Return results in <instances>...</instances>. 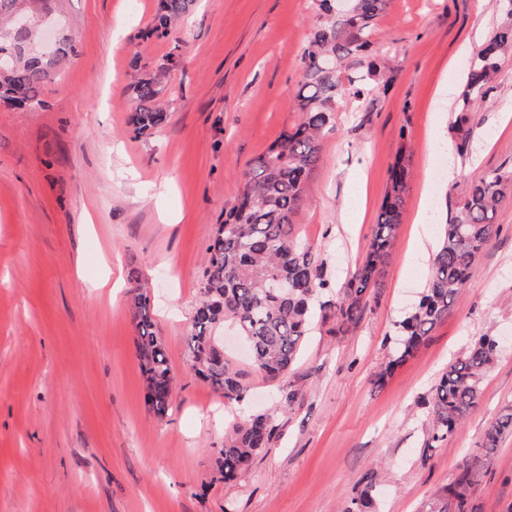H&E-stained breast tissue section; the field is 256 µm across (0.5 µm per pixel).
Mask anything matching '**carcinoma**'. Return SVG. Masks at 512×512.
<instances>
[{
	"mask_svg": "<svg viewBox=\"0 0 512 512\" xmlns=\"http://www.w3.org/2000/svg\"><path fill=\"white\" fill-rule=\"evenodd\" d=\"M16 0H0V44L14 56L0 70V99L19 108L43 105L44 87L58 63L73 46L61 39L51 57L37 52L32 28L9 27ZM318 2L313 38L302 54L304 80L295 96L298 122L284 131L262 155L253 159L244 174L240 195L224 207V221L215 225L208 245L210 265L203 283L204 300L196 307L186 345L194 374L222 392L231 403H242L248 393L243 372L218 351L216 331L233 322L249 346L251 366L266 378L288 374L297 361L304 340L316 322L333 318L340 325L355 324L365 311L370 289L377 287L392 250L405 202L411 170L405 158L391 167L389 188L377 224L361 263L346 281L341 295L316 304L325 287L322 264L295 234L293 217L305 201L310 179L321 156L322 143L335 123L337 100L349 95L362 99L378 87L375 82L344 75L347 58L363 55L372 45L377 19L390 0H354L350 20L336 17L333 0ZM193 0H158L149 33L179 42L176 22L189 11ZM512 52V21L494 29L484 46L468 60L466 82L452 125V142L458 155L468 153L471 131L468 113L484 98L483 89L496 78L501 60ZM170 67L139 71L129 89L135 102L131 116L134 133L143 135L163 127L169 113L156 106L165 88ZM512 186V173H492L472 182L456 214L444 225L427 287L415 308L402 319L388 362L375 374L381 385L394 369L423 346L435 325L448 315L457 295L470 280L474 263L497 235L495 214ZM132 316L137 336L136 354L145 385V403L158 420L171 403L174 377L165 344L155 331L151 297L145 288L134 289ZM499 354L496 339L475 337L462 357L450 362L433 389L429 415L432 430L427 446L443 443L461 425L482 398V384ZM300 389L293 383L279 388L277 409L292 411L299 404ZM278 430L273 414L257 412L232 424L224 447L215 453V467L226 481L235 480L250 462L272 443ZM512 436V405L483 432L480 448L489 456ZM475 470L466 464L445 490L448 501L462 512L474 485ZM362 490L344 512H374L372 492L377 473L365 474Z\"/></svg>",
	"mask_w": 512,
	"mask_h": 512,
	"instance_id": "1",
	"label": "carcinoma"
}]
</instances>
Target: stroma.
Wrapping results in <instances>:
<instances>
[{"label":"stroma","instance_id":"1","mask_svg":"<svg viewBox=\"0 0 512 512\" xmlns=\"http://www.w3.org/2000/svg\"><path fill=\"white\" fill-rule=\"evenodd\" d=\"M157 0H19L37 27L74 40L43 90L44 107L0 103V512H343L361 477L381 476L377 512H427L484 429L512 404V197L499 234L427 343L375 385L395 323L420 298L443 226L471 182L512 170V56L471 112L473 152L433 156L450 138L463 44L480 46L501 0H391L374 53L390 68L362 104L340 99L312 191L293 218L324 264L319 299L341 293L364 258L388 185L413 173L376 299L344 333L308 336L288 374L301 398L276 411L277 382L244 372L243 405L199 380L185 338L201 300L208 241L243 188L248 163L299 119L294 97L315 0H197L180 44L144 37ZM170 63L166 126L135 135V69ZM454 168V182L442 170ZM431 223H420L423 209ZM118 282L117 296L102 288ZM145 284L175 383L169 412L147 410L127 303ZM501 353L478 406L429 448L432 389L474 335ZM275 411L278 437L224 482L213 455L232 423ZM467 512H512V437L481 465Z\"/></svg>","mask_w":512,"mask_h":512}]
</instances>
